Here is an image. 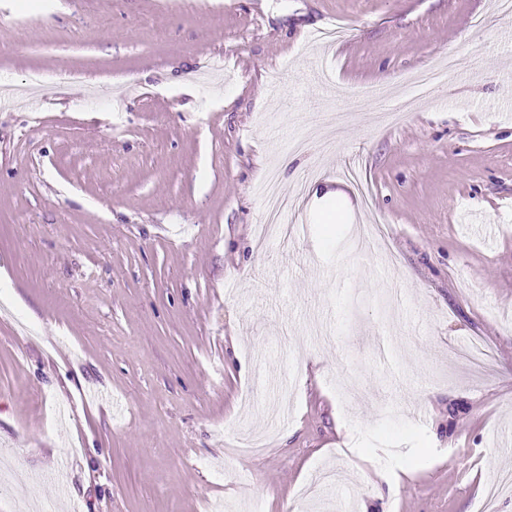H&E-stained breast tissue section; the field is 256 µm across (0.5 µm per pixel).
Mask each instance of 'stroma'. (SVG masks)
I'll return each mask as SVG.
<instances>
[{
	"mask_svg": "<svg viewBox=\"0 0 512 512\" xmlns=\"http://www.w3.org/2000/svg\"><path fill=\"white\" fill-rule=\"evenodd\" d=\"M2 84L0 512H478L512 471L496 0H0ZM452 70V60L448 56L445 63L440 66H434L420 72H416L407 77L405 84L412 86L414 93L418 97H425L430 90L440 84L447 74ZM260 191L266 201V211L259 232L262 238H269L280 230V224L288 221V200L280 194L272 174L261 184Z\"/></svg>",
	"mask_w": 512,
	"mask_h": 512,
	"instance_id": "1",
	"label": "stroma"
}]
</instances>
